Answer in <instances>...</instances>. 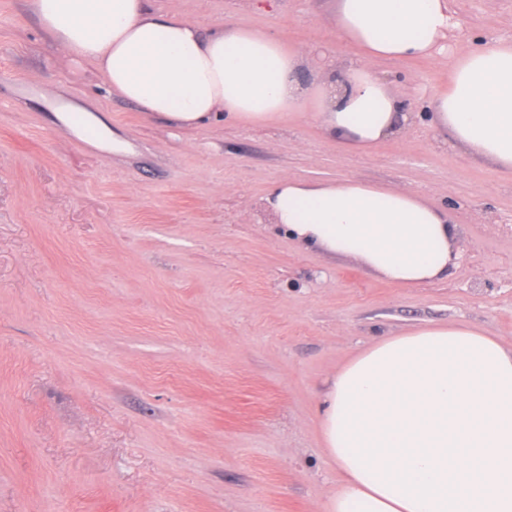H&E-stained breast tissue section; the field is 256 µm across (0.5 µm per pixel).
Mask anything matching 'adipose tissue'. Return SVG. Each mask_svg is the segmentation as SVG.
I'll list each match as a JSON object with an SVG mask.
<instances>
[{
	"label": "adipose tissue",
	"instance_id": "1",
	"mask_svg": "<svg viewBox=\"0 0 512 512\" xmlns=\"http://www.w3.org/2000/svg\"><path fill=\"white\" fill-rule=\"evenodd\" d=\"M51 40L90 65L113 94L180 129L229 116L312 118L346 150L400 132L402 101L372 70L378 60L434 57L460 30L449 0H336L343 71L296 75L302 49L250 29H216L153 14L147 0H30ZM429 117L454 145L512 172V40L456 56ZM69 131L122 149L106 121L69 103ZM294 243L356 259L401 288L446 275L458 224L407 188L359 179L275 182L263 198ZM320 437L341 482L322 512H512V346L468 323L380 339L326 378Z\"/></svg>",
	"mask_w": 512,
	"mask_h": 512
}]
</instances>
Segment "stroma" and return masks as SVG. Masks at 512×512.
Segmentation results:
<instances>
[{
  "mask_svg": "<svg viewBox=\"0 0 512 512\" xmlns=\"http://www.w3.org/2000/svg\"><path fill=\"white\" fill-rule=\"evenodd\" d=\"M336 0H148L210 33L356 53ZM455 53L512 37V0H452ZM452 56L373 68L416 118L368 152L316 123L146 115L0 0V512H322L340 475L316 392L385 335L468 322L512 344V173L447 145ZM106 116L120 153L54 117ZM413 190L461 226L446 276L400 288L262 211L282 177Z\"/></svg>",
  "mask_w": 512,
  "mask_h": 512,
  "instance_id": "stroma-1",
  "label": "stroma"
}]
</instances>
